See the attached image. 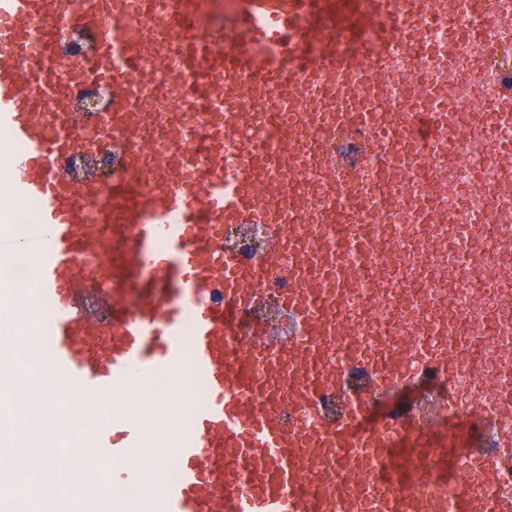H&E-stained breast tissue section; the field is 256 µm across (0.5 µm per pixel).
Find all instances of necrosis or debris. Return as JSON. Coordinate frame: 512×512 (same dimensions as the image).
Wrapping results in <instances>:
<instances>
[{"instance_id": "4bbe7bcc", "label": "necrosis or debris", "mask_w": 512, "mask_h": 512, "mask_svg": "<svg viewBox=\"0 0 512 512\" xmlns=\"http://www.w3.org/2000/svg\"><path fill=\"white\" fill-rule=\"evenodd\" d=\"M466 13L474 48L464 67L449 68L440 103L441 111L448 114L445 134L454 144L453 164L436 169L419 197L402 199L396 214L376 217L373 227L378 235L371 247L381 263L380 277L362 281L345 298L331 293L324 297L346 330L367 337L371 357L402 353V368L412 376L416 414L422 420L430 415L436 389L449 390L457 412L471 419L484 414L489 398L512 390V222H505L498 212L502 174L495 166L497 145L512 143V126L495 121L492 99L502 85L489 68L499 33L512 20L488 11L486 0H467ZM95 54L93 35L74 25L55 37L44 62L80 64ZM387 65L396 101L385 110L403 126L408 113L421 108L405 83L406 71L422 69L430 80L435 70L426 64L419 43L409 38L403 39ZM69 110L80 143L59 162L66 182L78 183L88 169L95 170L107 186L113 175L122 172L136 181H148L146 171H126L124 139L102 138L112 116V76L105 68H97L76 88ZM423 206L429 207L430 217L426 223H415L414 213ZM364 207L363 201L354 198L329 223L283 227L286 261L272 270L260 298L245 308L240 324L243 345L300 338L279 300L294 282L288 264L299 259V241L306 238L324 248L334 245L337 228L349 227L350 213ZM221 236L225 252L234 254L242 265L266 267L267 225L226 224ZM475 241L483 242L490 255V268L480 274L462 266ZM424 342L449 349L458 362L451 378H440L431 365L415 357L414 347ZM325 364L336 369L339 383L323 389L311 411H288L289 423L299 430L313 427L320 419L338 417L342 393L364 373L360 360L337 346L327 353Z\"/></svg>"}]
</instances>
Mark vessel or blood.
<instances>
[{"instance_id": "obj_1", "label": "vessel or blood", "mask_w": 512, "mask_h": 512, "mask_svg": "<svg viewBox=\"0 0 512 512\" xmlns=\"http://www.w3.org/2000/svg\"><path fill=\"white\" fill-rule=\"evenodd\" d=\"M130 2L85 0L75 18L68 0H0V135L21 146L5 184L10 197L39 202V221L51 237L33 290L50 315L57 371L82 385L90 405L101 392L184 365L206 389L207 401L183 418L192 437L177 450V477H156L164 512H512V496H478L465 485L452 498L403 493L417 461L429 457L441 482L455 479L466 462L489 489L499 471L463 435L451 439L418 427L410 409L398 419L389 410L373 418L376 398L408 379L397 368L367 372L341 419L299 432L283 416V401L305 410L316 391L336 382L323 361L341 330L317 292L325 281L342 289L356 277L350 256L365 249L361 226L368 215L353 214L335 267L326 268L320 253L306 256L299 287L282 297L303 338L272 352L234 348L238 314L257 298L262 275L225 253L214 233L218 224L260 223L276 237L281 225L301 223L308 195L295 174L320 164L327 170L323 224L354 195L371 209L383 206L367 173L373 160L381 161L395 198L415 194L438 159L436 130L448 123L437 109L440 90L422 86L419 72L408 74L428 109L414 113L405 130L388 125L384 113L366 111V103L391 97L392 80L361 36L374 29L395 46L405 14H412L419 23L409 33L422 41L426 60L447 66L462 59L465 42L428 44L422 22L462 16L465 0H232L203 36L196 21L211 0H172L165 27H111V18L127 16ZM36 18L51 25L35 46L28 24ZM74 24L96 35L99 58L112 72V120L103 134L128 142L129 169L156 172L149 185L119 176L106 187L91 174L74 191L56 172L58 158L77 146L64 107L89 70L55 71L37 59L57 31ZM156 60L163 71L151 69ZM193 73L211 78L210 147L224 153L222 167L210 173L190 165L185 148L192 131L182 111L195 104L188 90ZM161 80L178 101L176 111L154 112L140 102ZM47 103L56 113L38 120ZM285 112L301 119L289 125L283 145L224 136L227 122L258 127ZM163 125L179 129L182 142L156 151ZM408 131L423 140L425 156L411 179L386 160ZM272 182L286 189L287 201L260 207ZM84 197L97 201L96 214L81 205ZM88 255L97 258L90 267L83 263ZM117 428L127 447L139 440L136 424L114 418L95 429L99 451L87 470L101 484L111 479Z\"/></svg>"}]
</instances>
